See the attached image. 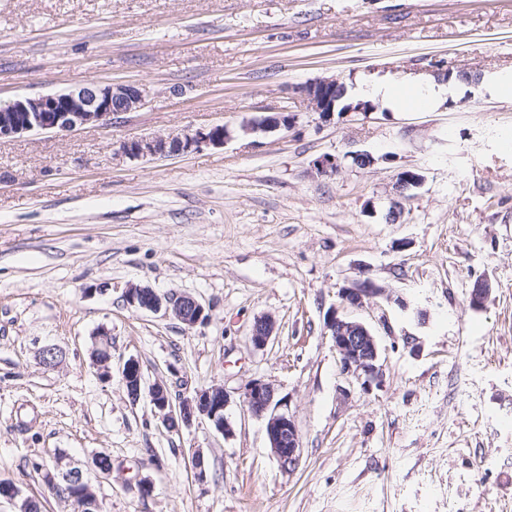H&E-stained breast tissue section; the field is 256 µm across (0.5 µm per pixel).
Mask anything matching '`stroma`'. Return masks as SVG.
Wrapping results in <instances>:
<instances>
[{
  "label": "stroma",
  "mask_w": 512,
  "mask_h": 512,
  "mask_svg": "<svg viewBox=\"0 0 512 512\" xmlns=\"http://www.w3.org/2000/svg\"><path fill=\"white\" fill-rule=\"evenodd\" d=\"M438 63L512 73V0H0V106L93 81L147 91L120 123L0 139V482L43 512H78L47 486L74 466L102 512H512V96L470 84L432 112L326 121L294 93ZM281 110L290 129L245 132ZM216 124L221 147L120 153ZM404 170L423 182L392 223ZM367 278L385 296L344 304ZM133 286L192 296L208 320L129 307ZM333 309L377 336L382 389L341 374ZM263 316L276 331L259 349ZM103 329L108 380L90 358ZM131 357L148 386L223 387L230 433L164 427L127 395ZM254 379L297 426L294 471L241 403Z\"/></svg>",
  "instance_id": "stroma-1"
}]
</instances>
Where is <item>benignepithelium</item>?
I'll list each match as a JSON object with an SVG mask.
<instances>
[{
  "label": "benign epithelium",
  "instance_id": "1",
  "mask_svg": "<svg viewBox=\"0 0 512 512\" xmlns=\"http://www.w3.org/2000/svg\"><path fill=\"white\" fill-rule=\"evenodd\" d=\"M335 87L336 80L319 79L297 87V93L312 111L328 117L334 111ZM143 100L140 88L113 83H91L75 92L20 98L0 107V138L54 129L74 131L88 124L110 123L137 111ZM282 127H289V117L278 113L244 126V131L272 132ZM228 139L227 128L215 125L180 137L131 140L124 143L123 153L134 159L170 156L198 150L204 145L222 146ZM421 182V176L404 172L397 179L396 192L405 199L407 191ZM384 294L385 289L370 279L341 289L342 300L356 308L364 307L365 300ZM124 300L135 309L162 310L188 329L204 323L208 317L203 305L188 295L159 294L148 287L134 286L125 291ZM275 327V321L270 317L256 320L252 327L253 344L258 348L266 346ZM326 327L339 357L341 374L358 384L364 392L383 387L384 365L378 338L371 329L361 321L340 318L334 309L327 314ZM91 360L98 374L112 378V352L109 348L100 347L93 351ZM120 371L129 398L136 402L142 395H147L155 414L168 429L177 431L183 426L208 421L217 431L230 432L224 417L229 396L223 388L214 386L174 397L164 383L144 389L138 362L133 358L127 359ZM241 402L251 416L264 420L269 447L281 469L294 470L300 461V436L292 417L285 411H279L282 402L276 400L274 388L267 382L254 380L244 388Z\"/></svg>",
  "mask_w": 512,
  "mask_h": 512
}]
</instances>
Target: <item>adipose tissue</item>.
Returning a JSON list of instances; mask_svg holds the SVG:
<instances>
[{
    "instance_id": "1",
    "label": "adipose tissue",
    "mask_w": 512,
    "mask_h": 512,
    "mask_svg": "<svg viewBox=\"0 0 512 512\" xmlns=\"http://www.w3.org/2000/svg\"><path fill=\"white\" fill-rule=\"evenodd\" d=\"M462 82L434 74L408 73L394 77L388 73H373L355 80L350 101H370L388 110L400 111L415 104L426 110L440 108L448 97L458 94Z\"/></svg>"
}]
</instances>
